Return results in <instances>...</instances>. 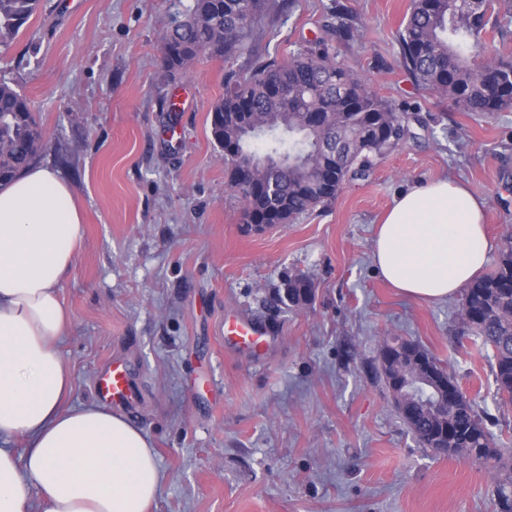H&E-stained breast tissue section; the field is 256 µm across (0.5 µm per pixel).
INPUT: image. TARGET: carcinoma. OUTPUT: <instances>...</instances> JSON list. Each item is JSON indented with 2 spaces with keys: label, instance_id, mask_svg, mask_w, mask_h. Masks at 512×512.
Wrapping results in <instances>:
<instances>
[{
  "label": "carcinoma",
  "instance_id": "1",
  "mask_svg": "<svg viewBox=\"0 0 512 512\" xmlns=\"http://www.w3.org/2000/svg\"><path fill=\"white\" fill-rule=\"evenodd\" d=\"M496 1L506 6L503 17L512 18V0H487L479 15L456 0H411L398 31L399 63L418 88L463 112L491 116L512 108V56L480 52L487 28L505 35L493 18ZM38 3L0 0L1 45ZM272 8L271 0H192L163 36L164 72L184 76L202 57L230 58L247 47ZM332 14L337 23L325 25L326 35L288 59L259 61L245 75L228 72L224 96L211 105V134L246 224L294 223L334 200L347 181L369 177L376 161L410 135L408 110L336 60L332 41L353 38L359 26L342 4ZM248 127L281 130L264 150L288 154L295 167L260 172L252 186L235 183L239 161L257 152ZM226 143L239 144V154H229ZM45 146L28 98L0 82V185L30 166ZM314 300V283L295 276L277 290L275 303L296 310ZM458 320L461 335L475 337L487 353L496 399L512 406V241L495 268L464 289ZM382 345L387 350L379 354L377 374L409 432L437 455L490 466L496 512H512V450L501 447L476 400L419 343L395 336Z\"/></svg>",
  "mask_w": 512,
  "mask_h": 512
}]
</instances>
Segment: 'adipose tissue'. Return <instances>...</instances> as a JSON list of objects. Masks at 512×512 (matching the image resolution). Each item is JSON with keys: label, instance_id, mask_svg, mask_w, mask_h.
<instances>
[{"label": "adipose tissue", "instance_id": "adipose-tissue-1", "mask_svg": "<svg viewBox=\"0 0 512 512\" xmlns=\"http://www.w3.org/2000/svg\"><path fill=\"white\" fill-rule=\"evenodd\" d=\"M484 211L464 182L415 186L395 197L373 261L407 297H455L488 264ZM82 221L52 166H30L0 186V512H25L32 484L42 512H147L162 480L139 427L98 403L67 402L73 378L57 342L71 317L58 289L74 267Z\"/></svg>", "mask_w": 512, "mask_h": 512}]
</instances>
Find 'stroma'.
I'll list each match as a JSON object with an SVG mask.
<instances>
[{
  "instance_id": "1",
  "label": "stroma",
  "mask_w": 512,
  "mask_h": 512,
  "mask_svg": "<svg viewBox=\"0 0 512 512\" xmlns=\"http://www.w3.org/2000/svg\"><path fill=\"white\" fill-rule=\"evenodd\" d=\"M40 0L9 45L0 82L27 96L54 166L85 211L60 298L72 326L58 348L71 404L98 371L129 358L134 418L165 475L149 512H494L487 467L420 447L377 378L378 344L419 341L447 364L512 446L490 364L457 332L460 298L403 296L376 270L378 224L397 193L461 179L482 195L497 260L512 236V109L485 117L417 88L398 64L411 0H285L247 50L165 77L161 41L187 0ZM344 4L364 27L336 59L418 113L413 138L296 223L247 229L224 175L209 109L227 71L288 58ZM312 306L277 310L286 277ZM262 318L259 360L224 348V314Z\"/></svg>"
}]
</instances>
